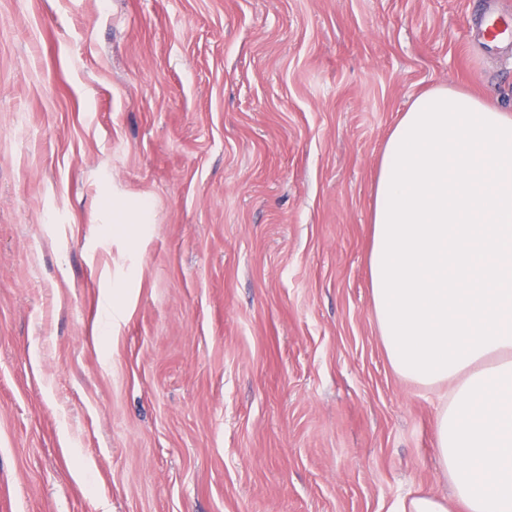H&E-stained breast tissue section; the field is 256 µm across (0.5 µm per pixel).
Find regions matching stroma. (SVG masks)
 <instances>
[{
  "mask_svg": "<svg viewBox=\"0 0 512 512\" xmlns=\"http://www.w3.org/2000/svg\"><path fill=\"white\" fill-rule=\"evenodd\" d=\"M486 5L0 0V512L449 494L370 210L413 97L512 107Z\"/></svg>",
  "mask_w": 512,
  "mask_h": 512,
  "instance_id": "stroma-1",
  "label": "stroma"
}]
</instances>
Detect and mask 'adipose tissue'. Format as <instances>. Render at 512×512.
Listing matches in <instances>:
<instances>
[{
	"instance_id": "obj_1",
	"label": "adipose tissue",
	"mask_w": 512,
	"mask_h": 512,
	"mask_svg": "<svg viewBox=\"0 0 512 512\" xmlns=\"http://www.w3.org/2000/svg\"><path fill=\"white\" fill-rule=\"evenodd\" d=\"M371 222L388 359L451 386L436 450L452 496L402 512H512V111L450 86L414 97L384 143Z\"/></svg>"
}]
</instances>
